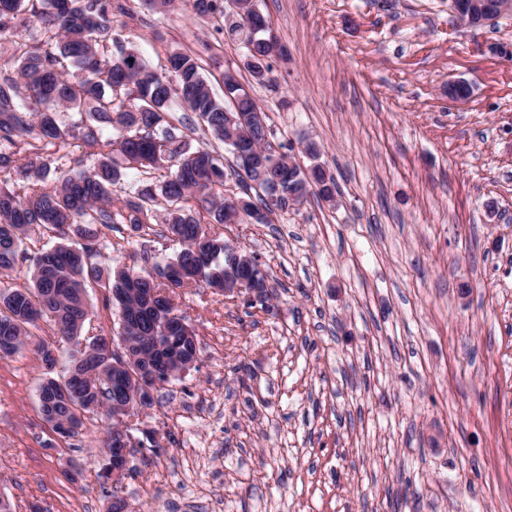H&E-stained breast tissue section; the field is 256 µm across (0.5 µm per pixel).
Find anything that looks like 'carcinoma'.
I'll use <instances>...</instances> for the list:
<instances>
[{"label":"carcinoma","instance_id":"cac0c4a2","mask_svg":"<svg viewBox=\"0 0 512 512\" xmlns=\"http://www.w3.org/2000/svg\"><path fill=\"white\" fill-rule=\"evenodd\" d=\"M22 0H0V33L10 27ZM193 13L219 15L224 31L240 39L246 54L272 58L265 43L269 32L255 31L227 0H191ZM125 13L118 0H45L44 34L40 46L27 52L14 67L0 65V271L8 273L30 261V284H0V360L14 357L35 337L39 322L49 320L54 334L70 345V367L64 379L44 377L38 387L39 406L47 422L68 426L75 436L84 414L112 415V353L84 366L80 346L89 309L86 278L105 279L112 301L122 312L120 335L135 337V353L161 369L176 355H197L199 347L182 339L181 322L166 290L182 286L177 275L202 278L224 292V238L207 231L208 224H237L266 210L287 206L286 199L238 209L226 205L220 191L227 175L224 156L195 143L193 125L204 126L217 140L238 113L256 110L257 102L232 74L224 81V96H216L201 73L198 59L185 52L168 57L167 71L150 70L142 56L112 36L113 12ZM75 69L79 75L70 73ZM136 96L138 103L127 99ZM179 99L195 114L173 122L170 104ZM79 119L69 125L57 119L58 109ZM257 143L267 147L264 160L288 164L269 141L266 121L252 127ZM79 140L85 152L69 159L76 170L63 172L52 187L44 180L60 152ZM28 156L19 162L22 145ZM126 169L167 170L164 180H140L122 206L112 210L114 188ZM283 193L326 198L336 182L322 169L288 178ZM202 210L185 207L190 200ZM168 237L179 250L166 260L150 261L131 283L92 263L104 230L114 224L150 228L157 213ZM50 232L62 242L28 257L21 249L32 229Z\"/></svg>","mask_w":512,"mask_h":512}]
</instances>
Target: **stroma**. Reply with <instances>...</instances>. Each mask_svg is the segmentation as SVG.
<instances>
[{"label": "stroma", "instance_id": "35a3bbf8", "mask_svg": "<svg viewBox=\"0 0 512 512\" xmlns=\"http://www.w3.org/2000/svg\"><path fill=\"white\" fill-rule=\"evenodd\" d=\"M284 49L255 83L224 21L176 0H126L114 32L161 70L197 57L215 92L250 89L279 151L306 140L335 203L308 198L270 223L215 224L256 256L270 311L201 285L177 303L199 358L160 385L125 482L128 512H512V17L460 26L448 0H257ZM23 0L0 63L42 25ZM469 100L448 99L450 80ZM96 264L141 267L175 243L113 225ZM84 333L117 335L86 282ZM253 376L241 384L242 365ZM35 345L0 361V497L12 512H107L105 416L53 443Z\"/></svg>", "mask_w": 512, "mask_h": 512}]
</instances>
